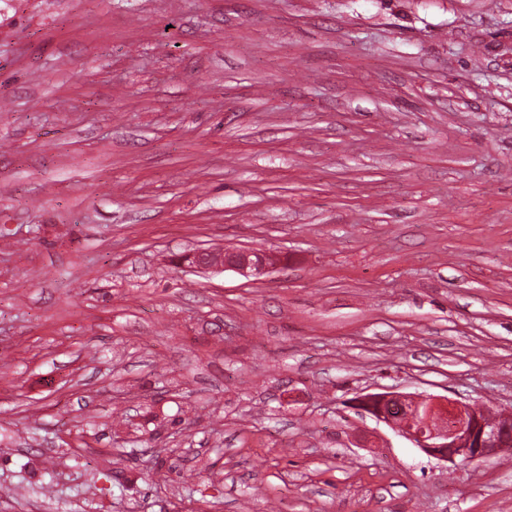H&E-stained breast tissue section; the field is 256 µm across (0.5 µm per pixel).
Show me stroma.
<instances>
[{"instance_id":"35a3bbf8","label":"stroma","mask_w":512,"mask_h":512,"mask_svg":"<svg viewBox=\"0 0 512 512\" xmlns=\"http://www.w3.org/2000/svg\"><path fill=\"white\" fill-rule=\"evenodd\" d=\"M384 390L512 414V0H0V512H512ZM281 259L272 252L238 251L230 255L223 252H187L182 256L181 263L190 268L209 270L224 268L239 272L244 276L259 279L277 268Z\"/></svg>"}]
</instances>
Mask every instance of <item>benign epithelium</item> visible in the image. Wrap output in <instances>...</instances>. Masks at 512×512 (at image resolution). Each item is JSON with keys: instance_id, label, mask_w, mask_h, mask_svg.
<instances>
[{"instance_id": "obj_1", "label": "benign epithelium", "mask_w": 512, "mask_h": 512, "mask_svg": "<svg viewBox=\"0 0 512 512\" xmlns=\"http://www.w3.org/2000/svg\"><path fill=\"white\" fill-rule=\"evenodd\" d=\"M181 263L195 269H231L244 276L263 277L280 263L272 252L238 251L230 255L187 252ZM353 409L412 441L439 461L463 463L512 448V417L486 421L474 404L443 395L385 391L357 396Z\"/></svg>"}]
</instances>
